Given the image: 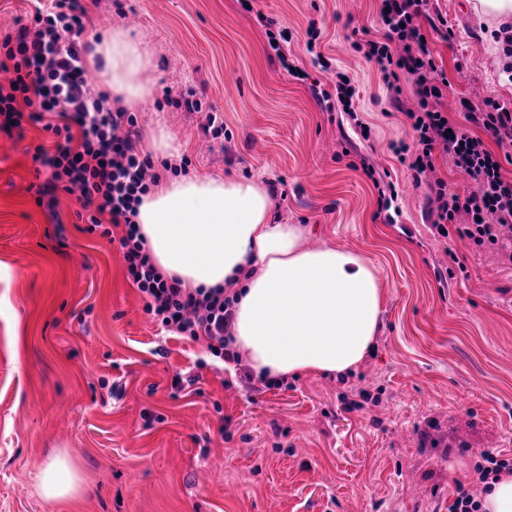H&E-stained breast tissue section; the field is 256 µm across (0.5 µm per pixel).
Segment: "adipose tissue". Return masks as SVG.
<instances>
[{
	"mask_svg": "<svg viewBox=\"0 0 512 512\" xmlns=\"http://www.w3.org/2000/svg\"><path fill=\"white\" fill-rule=\"evenodd\" d=\"M115 106L151 96L152 55L122 27L91 40L87 55ZM136 222L154 264L183 287L235 286L233 346L256 376L344 374L374 350L381 323L377 269L366 257L311 248L307 230L277 222L259 179L174 177L141 197Z\"/></svg>",
	"mask_w": 512,
	"mask_h": 512,
	"instance_id": "obj_1",
	"label": "adipose tissue"
}]
</instances>
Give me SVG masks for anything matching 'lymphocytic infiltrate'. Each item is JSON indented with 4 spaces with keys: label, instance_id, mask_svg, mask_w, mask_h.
Masks as SVG:
<instances>
[{
    "label": "lymphocytic infiltrate",
    "instance_id": "obj_1",
    "mask_svg": "<svg viewBox=\"0 0 512 512\" xmlns=\"http://www.w3.org/2000/svg\"><path fill=\"white\" fill-rule=\"evenodd\" d=\"M28 24L0 40V132L38 124L54 134L53 146H37L34 164L50 176L35 189L37 204L54 208L58 193L77 194L84 223L124 225L119 243L127 274L145 301L144 310L167 331L204 342L222 362H238L229 345L233 300L227 290H189L154 266L135 219L140 196L159 177L150 156L138 148L134 113L113 109L107 92L88 82V10L82 0H31ZM381 39L366 41L365 55L378 65L394 105H401L402 75L413 78L416 108L406 110L412 142L393 144L399 161L415 176L434 171V154L452 156L476 188L467 196L449 193L443 180L429 187L432 226L448 236L459 215L464 236L476 245L500 247L512 264V179L502 160H512V109L486 100L482 109L462 102V120L442 110L448 80L439 73L420 23L427 0H382ZM493 145H486V138ZM504 156H497V149Z\"/></svg>",
    "mask_w": 512,
    "mask_h": 512
}]
</instances>
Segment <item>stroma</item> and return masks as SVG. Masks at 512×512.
Returning a JSON list of instances; mask_svg holds the SVG:
<instances>
[{
  "label": "stroma",
  "instance_id": "1",
  "mask_svg": "<svg viewBox=\"0 0 512 512\" xmlns=\"http://www.w3.org/2000/svg\"><path fill=\"white\" fill-rule=\"evenodd\" d=\"M97 27L141 39L157 68L139 130L168 127L187 176L259 177L276 216L307 244L359 252L383 288L375 353L344 375L303 374L275 388L241 383L247 364L208 363L202 342L161 331L126 276L118 243L78 224L81 203L37 205L29 153L41 125L0 132V512H448L477 486L490 451L512 460V266L493 247L427 221L428 186L474 184L436 154L414 182L392 143L409 140L357 43L382 35L378 0H89ZM424 33L456 112L512 103V67L488 53L498 33L469 0H430ZM287 30L290 76L263 18ZM320 36L306 50V30ZM331 64L323 71L317 56ZM350 76L370 128L327 110L314 89ZM194 97L198 110L168 104ZM368 158L374 176L357 169ZM400 214L375 220L378 185ZM195 377L175 388L177 379ZM82 481L49 501L37 474L56 456Z\"/></svg>",
  "mask_w": 512,
  "mask_h": 512
}]
</instances>
